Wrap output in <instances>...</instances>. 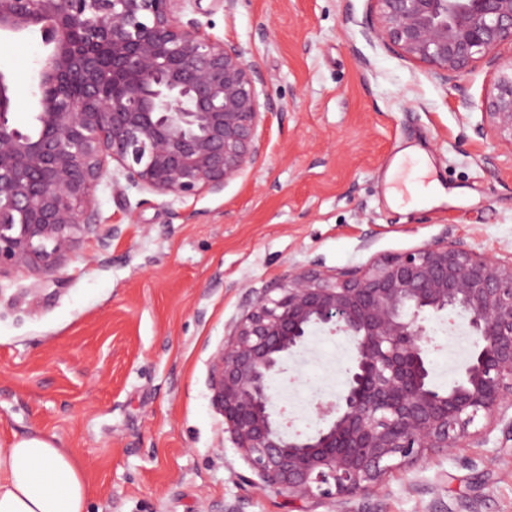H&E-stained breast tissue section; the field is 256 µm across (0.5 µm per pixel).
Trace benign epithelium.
<instances>
[{"label":"benign epithelium","instance_id":"obj_1","mask_svg":"<svg viewBox=\"0 0 512 512\" xmlns=\"http://www.w3.org/2000/svg\"><path fill=\"white\" fill-rule=\"evenodd\" d=\"M194 0H0V38L40 34L33 123L12 119L16 91L0 70V274L51 273L78 234L100 224L96 189L110 178L176 198L219 193L263 154L271 77L248 49L182 20ZM364 35L459 87L491 73L473 127L512 149V0H369ZM115 168L108 169L109 162ZM452 312L474 338L460 377L432 385L429 315ZM319 329L355 344L337 401L318 428L288 437L273 418L271 377ZM209 386L225 431L263 488L338 499L377 487L428 450L486 438L512 408V256L442 241L326 274L311 269L253 296L211 356ZM485 424L478 428L480 420Z\"/></svg>","mask_w":512,"mask_h":512}]
</instances>
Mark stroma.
Here are the masks:
<instances>
[{"mask_svg": "<svg viewBox=\"0 0 512 512\" xmlns=\"http://www.w3.org/2000/svg\"><path fill=\"white\" fill-rule=\"evenodd\" d=\"M192 18L248 47L273 78L274 109L261 161L223 192L187 199L100 185L101 224L55 272L0 277V444L28 436L70 449L88 488L87 512H512V436L389 472L374 490L291 499L252 482L208 387L212 353L247 310L248 295L318 268L362 267L443 239L512 254V153L473 132L484 65L444 88L423 66L368 42V0H200ZM40 37L0 46V70L18 92L16 126L31 122L27 94ZM408 148L423 151L450 197L433 201L386 175ZM496 154V166L484 158ZM432 383L448 366L447 316L429 318ZM307 349L340 353L343 392L353 351L318 331ZM321 369L285 361L272 389L297 388L299 431L313 435Z\"/></svg>", "mask_w": 512, "mask_h": 512, "instance_id": "1", "label": "stroma"}]
</instances>
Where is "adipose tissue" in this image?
I'll return each instance as SVG.
<instances>
[{
	"label": "adipose tissue",
	"mask_w": 512,
	"mask_h": 512,
	"mask_svg": "<svg viewBox=\"0 0 512 512\" xmlns=\"http://www.w3.org/2000/svg\"><path fill=\"white\" fill-rule=\"evenodd\" d=\"M87 486L73 454L41 437L0 447V512H85Z\"/></svg>",
	"instance_id": "adipose-tissue-1"
}]
</instances>
